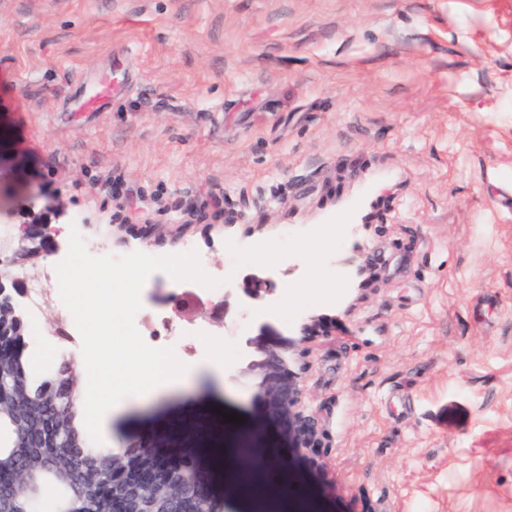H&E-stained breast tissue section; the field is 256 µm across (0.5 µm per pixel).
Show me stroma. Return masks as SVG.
I'll return each mask as SVG.
<instances>
[{
    "mask_svg": "<svg viewBox=\"0 0 512 512\" xmlns=\"http://www.w3.org/2000/svg\"><path fill=\"white\" fill-rule=\"evenodd\" d=\"M108 75L111 105L84 109ZM0 153V182L56 192L91 255L293 269L232 328L174 316L198 361L226 349L223 380L113 388L90 442L223 462L224 512L259 505L243 472L287 484V512H512V0H0ZM125 224L159 230L126 243ZM332 224L333 249L299 251ZM62 316L40 307L36 346L83 366ZM318 316L310 464L242 371L260 325Z\"/></svg>",
    "mask_w": 512,
    "mask_h": 512,
    "instance_id": "obj_1",
    "label": "stroma"
}]
</instances>
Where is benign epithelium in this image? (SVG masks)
I'll use <instances>...</instances> for the list:
<instances>
[{
	"label": "benign epithelium",
	"mask_w": 512,
	"mask_h": 512,
	"mask_svg": "<svg viewBox=\"0 0 512 512\" xmlns=\"http://www.w3.org/2000/svg\"><path fill=\"white\" fill-rule=\"evenodd\" d=\"M45 198V204L34 210L33 200ZM18 232L6 239H0V305H8L14 313L12 319H0V352L3 346L17 352L26 348L22 335V300L29 297L30 280L38 278L36 271L47 257L58 252V231L55 224L64 216L55 196L47 194L42 187L29 185L23 202L17 211ZM277 283L269 272L249 273L237 280L235 288L211 302V315L215 319L227 317L231 300L242 304L255 305L273 295ZM157 300L171 303L174 308L186 310L199 304L194 295H159ZM329 327L319 318L302 327L301 336L292 338L274 331L268 326L245 338L249 360L245 371L252 377L257 390L263 420L281 433L288 445L308 459L319 453L318 429L315 419L306 414L302 406V374L305 364L300 362L305 350L302 345L318 336L328 334ZM137 451L155 460V471L169 480L188 489L195 483H205V493L198 497L195 512H219V503L213 483L202 471H191L182 460L161 453L152 442L140 440L133 444Z\"/></svg>",
	"instance_id": "benign-epithelium-1"
}]
</instances>
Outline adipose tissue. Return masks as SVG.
<instances>
[{
	"instance_id": "ef3b65f1",
	"label": "adipose tissue",
	"mask_w": 512,
	"mask_h": 512,
	"mask_svg": "<svg viewBox=\"0 0 512 512\" xmlns=\"http://www.w3.org/2000/svg\"><path fill=\"white\" fill-rule=\"evenodd\" d=\"M228 359L223 348L214 347L208 363L166 362L152 356L137 355L131 358L119 355L107 361L89 362L81 374L79 405L87 419L98 420L106 405L112 387L120 386L139 395L176 386L183 381L223 372Z\"/></svg>"
}]
</instances>
